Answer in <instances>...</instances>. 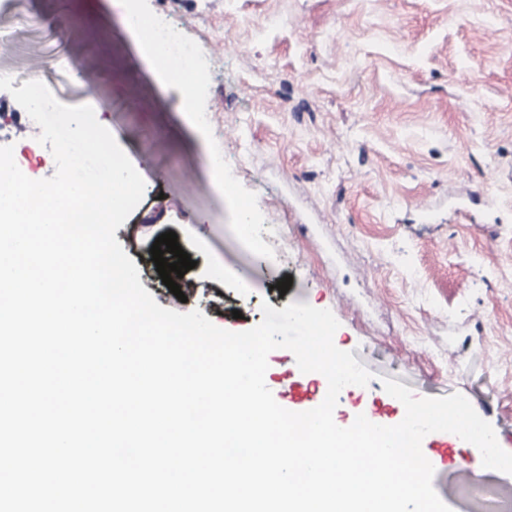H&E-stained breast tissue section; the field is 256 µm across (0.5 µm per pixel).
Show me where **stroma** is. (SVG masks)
<instances>
[{
	"mask_svg": "<svg viewBox=\"0 0 512 512\" xmlns=\"http://www.w3.org/2000/svg\"><path fill=\"white\" fill-rule=\"evenodd\" d=\"M136 2L176 14L219 60L197 92L218 143L158 83L115 0H0L5 20L41 21L0 47V70L17 89L52 57L41 80L59 102H102L98 122L145 182L115 233L143 287L233 331L266 303L331 310L336 347L374 375L341 391L340 421L387 377L418 397L462 394L512 452V0ZM217 153L234 194L212 182ZM160 209L163 223H143ZM168 231L195 262L183 303L151 259ZM466 455L436 465L441 500L484 512L485 486L512 512V475Z\"/></svg>",
	"mask_w": 512,
	"mask_h": 512,
	"instance_id": "1",
	"label": "stroma"
}]
</instances>
